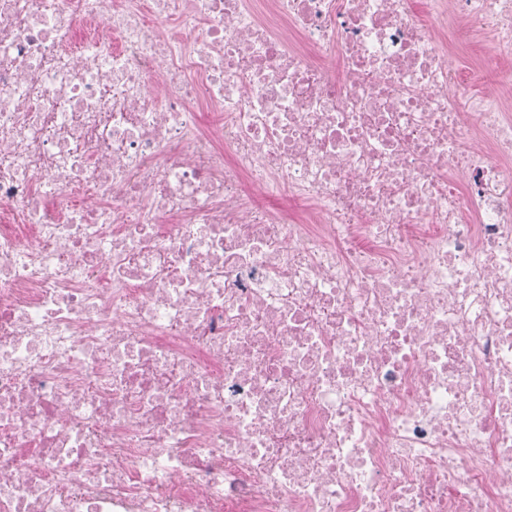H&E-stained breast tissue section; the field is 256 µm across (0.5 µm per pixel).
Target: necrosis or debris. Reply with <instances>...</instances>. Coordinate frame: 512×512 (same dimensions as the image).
I'll return each mask as SVG.
<instances>
[{
  "mask_svg": "<svg viewBox=\"0 0 512 512\" xmlns=\"http://www.w3.org/2000/svg\"><path fill=\"white\" fill-rule=\"evenodd\" d=\"M0 512H512V0H0Z\"/></svg>",
  "mask_w": 512,
  "mask_h": 512,
  "instance_id": "1",
  "label": "necrosis or debris"
}]
</instances>
